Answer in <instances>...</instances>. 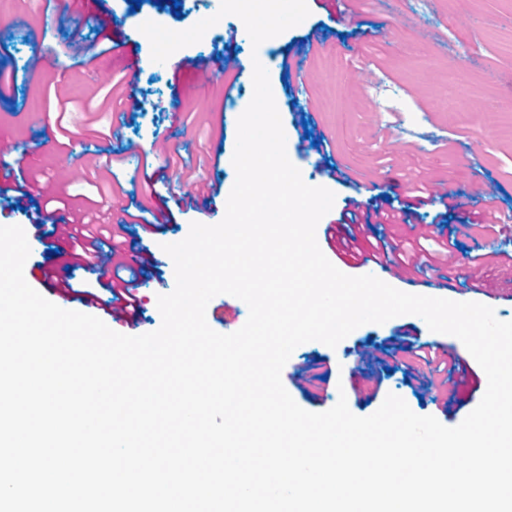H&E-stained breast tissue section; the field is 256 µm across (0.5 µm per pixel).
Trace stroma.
Segmentation results:
<instances>
[{
    "label": "stroma",
    "mask_w": 512,
    "mask_h": 512,
    "mask_svg": "<svg viewBox=\"0 0 512 512\" xmlns=\"http://www.w3.org/2000/svg\"><path fill=\"white\" fill-rule=\"evenodd\" d=\"M55 0L44 15L41 0H19L18 9L0 14V73L8 89L0 96V140L16 150V167L38 170L57 196L83 193L108 202L105 215L122 224L127 246L142 247L154 266L132 271L142 303L138 333L162 322L158 296L175 287V271L164 246L185 239L191 223H219L236 180L232 157L237 121L253 97V64L267 69L286 136L289 160L310 186L335 195L323 224L339 219L347 200L368 206L390 201L411 206L403 237L427 232L435 240L456 234L459 248L449 263L430 270L437 287L431 297L491 306L499 320L512 321V275L489 262L472 268L475 253L512 255V226L477 227L482 212L512 214V0H355L350 13L327 0H307L309 15L298 25L253 46L238 17L206 31L166 62L151 59V44L139 27L163 18L184 31L205 19L207 0ZM106 46L90 80L79 56L66 76L46 68L30 71L34 50L53 51L61 42ZM240 49L238 70L218 74L206 89H192L189 65L215 61L225 41ZM133 48L135 70L114 64ZM124 79L126 93L141 102L137 112L85 110L89 91ZM302 87L292 98L289 85ZM465 96L457 111L446 102L456 86ZM300 111L329 146L322 158L310 156L292 126ZM123 152L112 182H96L100 153ZM191 163L221 193L200 211L175 203L183 186L181 166ZM426 186L424 205L412 207V192ZM459 205V228L445 223L444 195ZM137 223H126L127 213ZM30 256L26 282L53 299V280L70 279L76 289L70 310L83 311L79 293L96 292L92 314L105 318L112 296L96 282L95 271L66 266L56 236L26 228ZM451 287H443V280ZM483 283L474 291L472 280ZM446 343L462 365L459 371L418 359L416 347ZM293 400L309 412L333 407L346 396L359 417L373 414L388 394L403 398L421 416L454 427L479 404L487 388L483 369L456 337L431 331L416 315L382 324L368 323L336 347L318 341L297 347L282 370Z\"/></svg>",
    "instance_id": "obj_1"
}]
</instances>
